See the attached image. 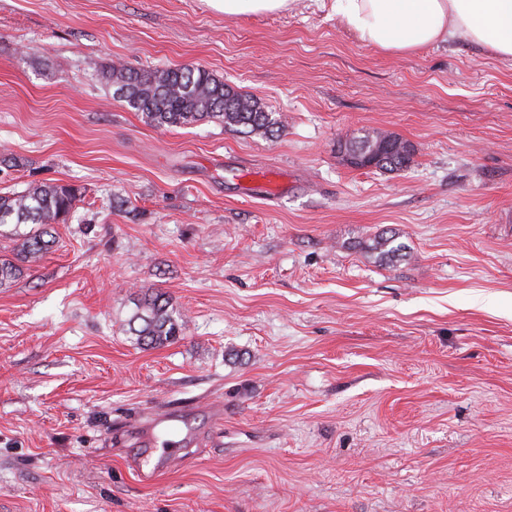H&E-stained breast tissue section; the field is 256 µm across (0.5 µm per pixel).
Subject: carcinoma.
Instances as JSON below:
<instances>
[{"label": "carcinoma", "instance_id": "cac0c4a2", "mask_svg": "<svg viewBox=\"0 0 512 512\" xmlns=\"http://www.w3.org/2000/svg\"><path fill=\"white\" fill-rule=\"evenodd\" d=\"M104 78L114 88L116 98L155 126L181 127L213 121L237 133L265 137H273L284 128L281 119L265 110L257 99L227 85L202 66L188 64L142 71L111 67ZM338 151L343 155L371 153L375 168L385 172L407 168L413 157L412 145L393 133L367 132L340 140ZM77 200L72 186L58 183H43L0 195V227L12 224L13 235L22 238L20 261L35 263L43 256L50 246V241L45 239L48 228L65 220ZM22 224L30 229L19 231ZM396 240L395 234L386 231L377 235L368 249L381 261L392 260L402 256L404 250ZM20 273V267L12 260H0V286ZM135 306L129 326L139 344L160 347L180 336L182 324L174 318L164 294L146 292Z\"/></svg>", "mask_w": 512, "mask_h": 512}]
</instances>
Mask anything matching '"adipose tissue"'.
Listing matches in <instances>:
<instances>
[{"mask_svg": "<svg viewBox=\"0 0 512 512\" xmlns=\"http://www.w3.org/2000/svg\"><path fill=\"white\" fill-rule=\"evenodd\" d=\"M346 29L376 51L408 55L463 33L512 57V0H333Z\"/></svg>", "mask_w": 512, "mask_h": 512, "instance_id": "1", "label": "adipose tissue"}]
</instances>
